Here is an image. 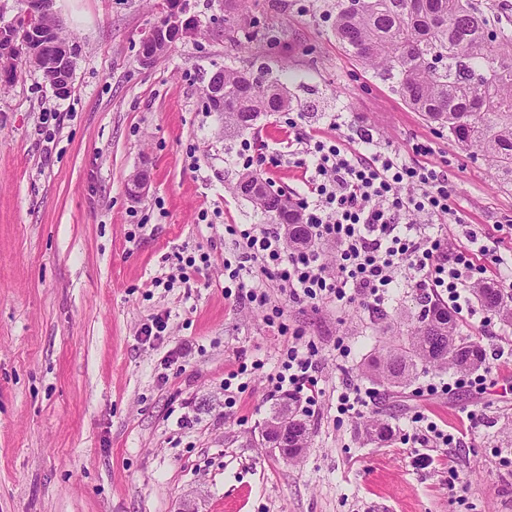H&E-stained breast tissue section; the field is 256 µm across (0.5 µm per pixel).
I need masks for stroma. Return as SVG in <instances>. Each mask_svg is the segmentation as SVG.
<instances>
[{
	"label": "stroma",
	"mask_w": 512,
	"mask_h": 512,
	"mask_svg": "<svg viewBox=\"0 0 512 512\" xmlns=\"http://www.w3.org/2000/svg\"><path fill=\"white\" fill-rule=\"evenodd\" d=\"M186 7L198 35L145 67L141 41L167 0H56L76 48L70 95L57 98L27 67L0 86V512H512V325L458 318L463 339L501 353L494 387L424 394L448 377L434 370L403 387L372 384L362 366L384 344V325L406 331L419 310L407 287L393 289L378 317L359 302H290L269 286L289 331L317 351L322 393L299 461L263 444L278 401L267 375L287 339L260 310L225 297L224 261L239 248L224 227L265 221L233 189L243 169L296 200L308 189L285 146L287 113L225 140L223 115L207 107L208 79L227 65L288 77L310 135L367 130L379 151L443 171L462 219L444 226V247L465 245L474 229L487 249L477 263L495 254L512 265V188L412 110L397 83L345 52L332 27L336 0ZM242 12L266 35L240 52L242 32L224 18ZM46 112L58 116L48 140L39 133ZM255 138L266 147L243 164L241 142ZM142 171L150 186L131 197L129 179ZM203 253L206 266L185 268ZM157 315L168 326L146 342L142 329ZM340 340L351 349L344 361ZM187 345L180 366L163 368ZM233 372L243 388L228 409ZM349 383L374 393L351 416L336 411ZM418 410L447 424L457 447L416 443ZM376 417L395 429L382 446L359 433ZM452 468L465 493L450 490Z\"/></svg>",
	"instance_id": "1"
}]
</instances>
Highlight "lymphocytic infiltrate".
Segmentation results:
<instances>
[{
  "mask_svg": "<svg viewBox=\"0 0 512 512\" xmlns=\"http://www.w3.org/2000/svg\"><path fill=\"white\" fill-rule=\"evenodd\" d=\"M298 140L304 145L311 196L302 202L300 217L313 240L334 245V265L326 267L308 246L287 251L279 228L228 224L224 230L235 236L241 252L234 265L224 268L225 295L266 311L267 323L283 316L282 308L271 307L268 291L244 277L251 264L289 300L341 306L359 300L381 311L392 288L400 286L402 270L409 268L419 301L444 299L454 312L473 314L469 292L485 281L486 266L475 262L467 246L446 258L439 237L416 226L421 217L430 224L447 223L452 213L447 175L377 151L367 134L353 149L304 134ZM316 366L314 350L292 343L282 350L268 382L273 391L304 396L312 407L320 395Z\"/></svg>",
  "mask_w": 512,
  "mask_h": 512,
  "instance_id": "f902f5d3",
  "label": "lymphocytic infiltrate"
}]
</instances>
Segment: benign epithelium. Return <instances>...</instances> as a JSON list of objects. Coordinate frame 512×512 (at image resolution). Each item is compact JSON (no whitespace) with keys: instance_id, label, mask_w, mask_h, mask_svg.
<instances>
[{"instance_id":"7a95c632","label":"benign epithelium","mask_w":512,"mask_h":512,"mask_svg":"<svg viewBox=\"0 0 512 512\" xmlns=\"http://www.w3.org/2000/svg\"><path fill=\"white\" fill-rule=\"evenodd\" d=\"M55 0H28L26 7L41 17L52 21V27L36 33L27 26L11 25L0 27V81L13 80L14 66L27 63L48 77L53 92L60 98L66 97L72 88L74 56L69 43L56 38L58 29L54 8ZM195 31L194 22L185 17L179 8L156 25L144 38L147 50L140 56L144 66H150L155 58L153 52H161L169 45V36L185 37Z\"/></svg>"}]
</instances>
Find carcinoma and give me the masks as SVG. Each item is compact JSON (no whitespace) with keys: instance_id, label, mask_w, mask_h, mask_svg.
Instances as JSON below:
<instances>
[{"instance_id":"1","label":"carcinoma","mask_w":512,"mask_h":512,"mask_svg":"<svg viewBox=\"0 0 512 512\" xmlns=\"http://www.w3.org/2000/svg\"><path fill=\"white\" fill-rule=\"evenodd\" d=\"M336 38L353 57L398 84L406 103L426 120L448 129L462 147L484 157L499 183L512 187V34L472 0H348L337 3ZM224 83V138L251 128V116L301 110L279 80L231 66L218 72ZM253 172L241 173L234 190L250 199L271 224L288 225V244H309V226L299 205L281 206V194L252 195L242 188ZM473 294L501 320L512 323V306L500 289L479 283ZM483 346L458 335L455 316L433 303L418 312L406 332L391 334L382 354L363 373L387 387L406 386L420 374L450 369L459 374L484 364ZM272 416L288 422L293 447L306 448L310 432L298 400L286 395ZM366 441L387 443L392 426L378 418L363 422Z\"/></svg>"}]
</instances>
